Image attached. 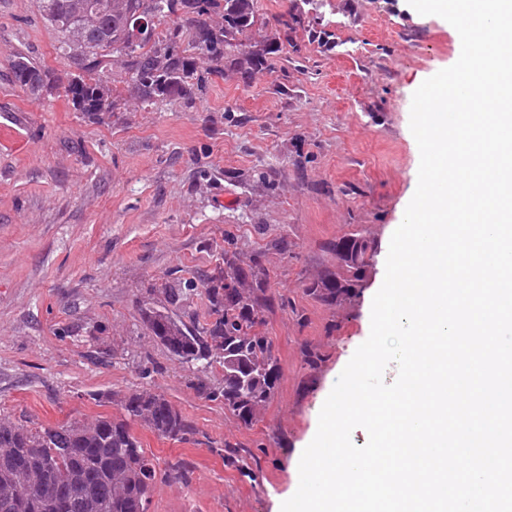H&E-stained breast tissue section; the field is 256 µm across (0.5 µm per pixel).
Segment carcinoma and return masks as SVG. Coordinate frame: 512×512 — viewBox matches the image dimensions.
I'll use <instances>...</instances> for the list:
<instances>
[{"label": "carcinoma", "instance_id": "1", "mask_svg": "<svg viewBox=\"0 0 512 512\" xmlns=\"http://www.w3.org/2000/svg\"><path fill=\"white\" fill-rule=\"evenodd\" d=\"M43 20L57 35L56 51L72 71L62 85L53 72L18 52L9 64L14 84L32 95L64 89L74 111L97 118L121 110L123 95L142 104L194 102L205 76L246 75L269 66L280 34L288 41L304 32L325 38L311 17L288 26V15L274 30L255 39V0H38ZM151 25L136 43L135 22ZM125 74V91L108 75ZM223 261L202 275L200 285L161 288V306L141 309L149 335L173 357L196 366L197 393L224 402L242 424L250 425L274 397L280 380L278 358L268 337L257 331L273 306L267 274L259 260L242 266L234 241L226 240ZM336 270L307 285L326 305L352 301L368 278L365 254L373 239L351 233L336 241ZM202 289L207 319L185 323L179 316L188 290ZM220 367L221 379L207 375ZM121 417L100 416L57 427H29L0 420V512H148L157 470L134 434L140 422L159 436L184 439L193 425L163 396L149 391L122 400Z\"/></svg>", "mask_w": 512, "mask_h": 512}]
</instances>
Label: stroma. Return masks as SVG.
<instances>
[{"mask_svg":"<svg viewBox=\"0 0 512 512\" xmlns=\"http://www.w3.org/2000/svg\"><path fill=\"white\" fill-rule=\"evenodd\" d=\"M306 10L334 44L300 34L272 68L211 78L193 106L131 99L92 119L7 79L16 52L59 75L67 63L36 0H0V418L57 427L118 416L135 391L163 395L195 432L174 440L134 424L159 474L148 512H279L296 492L416 190L412 95L460 56L451 25L407 0ZM356 230L376 243L372 274L352 302L325 305L305 286ZM228 238L243 262L260 260L277 302L261 331L281 377L248 427L196 392V370L140 316L162 285L221 262ZM175 465L185 481L167 479Z\"/></svg>","mask_w":512,"mask_h":512,"instance_id":"35a3bbf8","label":"stroma"}]
</instances>
